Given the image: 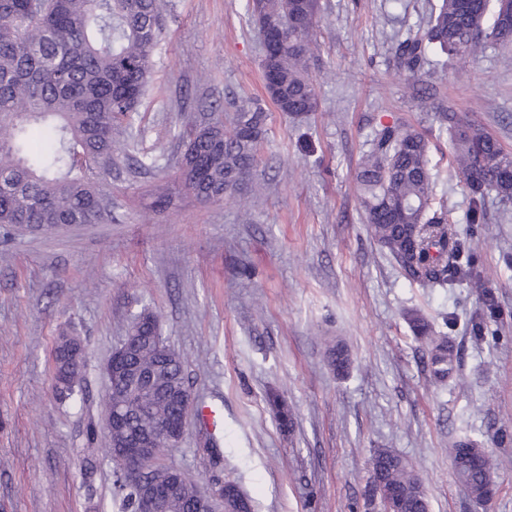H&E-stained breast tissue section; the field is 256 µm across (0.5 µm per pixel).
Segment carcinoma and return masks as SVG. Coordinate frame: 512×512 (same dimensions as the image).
Masks as SVG:
<instances>
[{"instance_id":"cac0c4a2","label":"carcinoma","mask_w":512,"mask_h":512,"mask_svg":"<svg viewBox=\"0 0 512 512\" xmlns=\"http://www.w3.org/2000/svg\"><path fill=\"white\" fill-rule=\"evenodd\" d=\"M248 20H278L283 49L273 60L262 55V71L274 72L276 109L293 118L316 111L318 98L309 76L319 46L316 28L320 0H245ZM165 30L161 0H0V228L9 234L20 227L51 233L59 224H100L112 218V162L127 154L120 124L131 119L150 81L152 55ZM512 43V19L497 0H439L426 26L397 46L402 68L417 74L429 52L446 67L456 57L483 54ZM268 113L259 103L237 107L230 130L215 113L208 130L187 131L178 180L200 198L192 167L209 176L223 198L240 196L244 180L254 174L259 148L267 134ZM45 126L51 135L47 151H31L27 131ZM439 130L449 134L458 174L471 199L469 224L484 221L483 198L493 191L512 201V154L482 126L463 122L439 108ZM364 220L373 240L395 261L402 275L421 286H443L470 273L457 258L462 244L444 206H433V180L428 144L416 128L405 124L375 130L371 147L355 174ZM414 338L427 348L431 379L442 384L456 369L457 356L444 337L421 316H409ZM69 342L56 346L58 396L81 406L91 401L86 367L70 366ZM134 343L124 352L129 373H157L156 383L138 389L135 400L144 415L128 426L154 422L177 424L185 419L182 404L185 356L165 344ZM336 374L348 373L347 348L327 350ZM124 389L107 381L103 405L127 402ZM452 462L477 501L494 485L495 462L481 441L463 437L450 449ZM372 489L393 487L399 512H429L428 495L412 467L382 449L372 459ZM113 488L121 512H135L134 488L113 467ZM226 512H251L238 484L224 481ZM197 486L181 485L169 512H196Z\"/></svg>"}]
</instances>
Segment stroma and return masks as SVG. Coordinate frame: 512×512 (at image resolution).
I'll return each instance as SVG.
<instances>
[{"mask_svg":"<svg viewBox=\"0 0 512 512\" xmlns=\"http://www.w3.org/2000/svg\"><path fill=\"white\" fill-rule=\"evenodd\" d=\"M243 4L163 0L130 157L112 167L111 222L0 240V512H120L106 440L86 439L103 409L58 401L52 355L62 334L81 336L97 399L104 364L145 308L185 354L197 406L222 416L213 431L191 420L166 458L201 490L232 478L254 512H374L371 458L388 449L419 476L430 512H512V202L488 194L485 222H466L469 191L435 118L447 107L512 153V45L445 69L431 59L414 76L395 50L437 0H321L319 107L297 121L272 107ZM248 98L269 110L262 192L243 207L186 195L181 133L211 104L229 119ZM393 122L426 134L435 198L474 280L422 287L373 242L354 177L374 130ZM158 189L168 207H154ZM411 312L453 345L457 380L431 383ZM339 341L351 358L342 377L326 357ZM271 394L292 409L291 431L278 428ZM464 434L496 461L482 506L448 455ZM209 435L221 463L199 448ZM89 444L100 459L90 490L78 475Z\"/></svg>","mask_w":512,"mask_h":512,"instance_id":"35a3bbf8","label":"stroma"}]
</instances>
